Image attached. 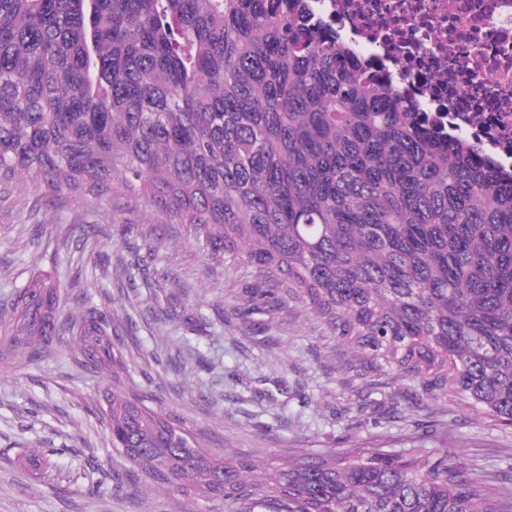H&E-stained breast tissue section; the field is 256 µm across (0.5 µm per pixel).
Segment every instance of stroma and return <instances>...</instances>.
I'll list each match as a JSON object with an SVG mask.
<instances>
[{
  "label": "stroma",
  "mask_w": 512,
  "mask_h": 512,
  "mask_svg": "<svg viewBox=\"0 0 512 512\" xmlns=\"http://www.w3.org/2000/svg\"><path fill=\"white\" fill-rule=\"evenodd\" d=\"M40 272L58 274L64 313L111 316L125 387L213 454L277 467L378 437L462 461L477 488L512 487V426L413 376L356 375L287 280L215 260L143 197L0 185V307ZM111 390L66 332L48 357L0 359V512H224L113 450L100 415ZM99 480L111 493H89Z\"/></svg>",
  "instance_id": "obj_1"
}]
</instances>
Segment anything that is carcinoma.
<instances>
[{
	"mask_svg": "<svg viewBox=\"0 0 512 512\" xmlns=\"http://www.w3.org/2000/svg\"><path fill=\"white\" fill-rule=\"evenodd\" d=\"M137 193L215 257L283 275L341 342L512 425V170L435 125L312 0H0V184ZM51 274L0 309V356L61 329L117 375L112 321L61 320ZM112 448L224 512H512L462 464L370 443L260 468L144 401Z\"/></svg>",
	"mask_w": 512,
	"mask_h": 512,
	"instance_id": "cac0c4a2",
	"label": "carcinoma"
}]
</instances>
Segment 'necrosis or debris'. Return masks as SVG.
I'll list each match as a JSON object with an SVG mask.
<instances>
[{
    "mask_svg": "<svg viewBox=\"0 0 512 512\" xmlns=\"http://www.w3.org/2000/svg\"><path fill=\"white\" fill-rule=\"evenodd\" d=\"M373 70L436 124L512 166V0H315Z\"/></svg>",
    "mask_w": 512,
    "mask_h": 512,
    "instance_id": "necrosis-or-debris-1",
    "label": "necrosis or debris"
}]
</instances>
